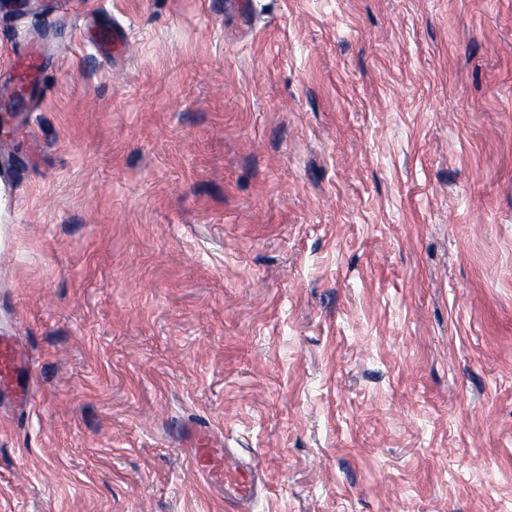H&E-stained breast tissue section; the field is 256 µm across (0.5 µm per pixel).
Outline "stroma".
<instances>
[{
    "instance_id": "stroma-1",
    "label": "stroma",
    "mask_w": 512,
    "mask_h": 512,
    "mask_svg": "<svg viewBox=\"0 0 512 512\" xmlns=\"http://www.w3.org/2000/svg\"><path fill=\"white\" fill-rule=\"evenodd\" d=\"M59 1L0 10V512H225L188 419L252 512H512V0ZM0 391L19 415L30 410L36 393L33 362L15 336H0ZM179 441L187 452L192 468L211 488H224L227 512H247L264 492L259 472L252 462L234 455L231 448L217 447L208 425L198 421L185 422Z\"/></svg>"
}]
</instances>
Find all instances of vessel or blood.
I'll use <instances>...</instances> for the list:
<instances>
[{
    "label": "vessel or blood",
    "mask_w": 512,
    "mask_h": 512,
    "mask_svg": "<svg viewBox=\"0 0 512 512\" xmlns=\"http://www.w3.org/2000/svg\"><path fill=\"white\" fill-rule=\"evenodd\" d=\"M36 393L33 362L14 337L0 336V398L16 412L30 409ZM188 461L210 487L222 489L227 512H248L264 491L259 472L252 462L216 447L208 425L185 422L179 431Z\"/></svg>",
    "instance_id": "vessel-or-blood-1"
}]
</instances>
